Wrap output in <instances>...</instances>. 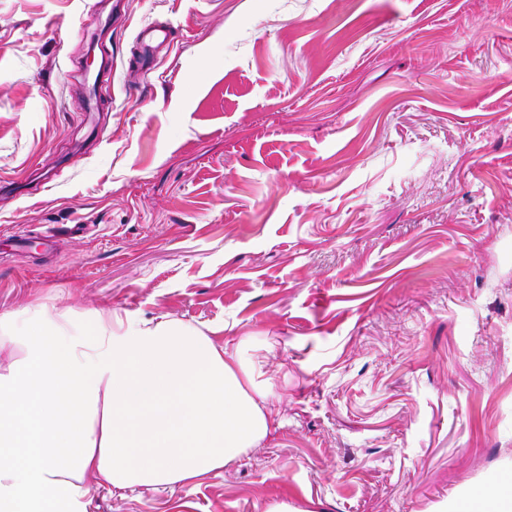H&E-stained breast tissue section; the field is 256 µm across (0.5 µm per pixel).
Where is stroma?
Wrapping results in <instances>:
<instances>
[{"label": "stroma", "instance_id": "stroma-1", "mask_svg": "<svg viewBox=\"0 0 512 512\" xmlns=\"http://www.w3.org/2000/svg\"><path fill=\"white\" fill-rule=\"evenodd\" d=\"M149 22L175 37L143 62ZM16 180L0 316L197 327L277 413L87 512H489L512 486V0H0Z\"/></svg>", "mask_w": 512, "mask_h": 512}]
</instances>
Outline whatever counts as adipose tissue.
<instances>
[{
	"mask_svg": "<svg viewBox=\"0 0 512 512\" xmlns=\"http://www.w3.org/2000/svg\"><path fill=\"white\" fill-rule=\"evenodd\" d=\"M63 313L0 318V512H78L88 482L171 489L274 422L241 357L198 328Z\"/></svg>",
	"mask_w": 512,
	"mask_h": 512,
	"instance_id": "obj_1",
	"label": "adipose tissue"
}]
</instances>
